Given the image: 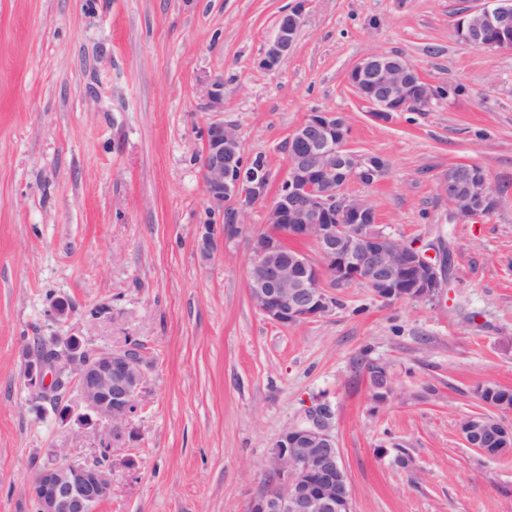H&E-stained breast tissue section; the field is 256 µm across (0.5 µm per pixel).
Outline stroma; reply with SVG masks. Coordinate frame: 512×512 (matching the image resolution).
<instances>
[{
    "instance_id": "35a3bbf8",
    "label": "stroma",
    "mask_w": 512,
    "mask_h": 512,
    "mask_svg": "<svg viewBox=\"0 0 512 512\" xmlns=\"http://www.w3.org/2000/svg\"><path fill=\"white\" fill-rule=\"evenodd\" d=\"M483 2L312 0L269 72L258 60L294 0H0V512H35L26 485L53 448L107 456L112 495L97 512H246L276 441L321 398L352 512H512V453L485 456L459 430L485 410L478 386L512 391V48L453 34ZM377 52L459 91L376 121L347 72ZM315 110L346 117L350 147L387 163L348 194L396 237L448 241L435 300L381 302L355 283L296 325L251 305L266 207L233 222L210 210L204 131L234 127L274 191L289 135ZM460 163L482 167L497 201L452 224L438 182ZM208 224L224 241L205 261L195 240ZM70 335L142 344L147 382L125 432L33 411L23 353ZM369 362L389 369L385 403Z\"/></svg>"
}]
</instances>
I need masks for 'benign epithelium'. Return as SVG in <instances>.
Returning <instances> with one entry per match:
<instances>
[{"mask_svg":"<svg viewBox=\"0 0 512 512\" xmlns=\"http://www.w3.org/2000/svg\"><path fill=\"white\" fill-rule=\"evenodd\" d=\"M310 2L296 0L280 15L275 36L258 61L260 68L278 69ZM454 33L476 47L511 48L512 0H489L482 8L461 12ZM347 78L370 116L379 121L391 119L395 112L428 108L439 94L438 86L403 55L372 54L356 63ZM206 95L210 111H224V78H211ZM348 134L347 122L335 113L311 112L287 140L288 175L271 196L269 172L248 169L238 133L222 121L206 127L200 166L211 210L222 213L226 203L242 211L266 205L269 228L251 241L247 288L252 305L278 324L303 323L329 313L336 299L324 287L326 281L339 288L360 282L384 302L432 299L444 287L437 255L407 247L380 228L368 200L346 194L353 180L385 176L374 156L348 146ZM439 189L448 202L451 223L485 215L495 205L486 173L471 164L448 169ZM217 240L208 228L197 237L203 259H210ZM290 240L312 242L318 260L311 261L299 250L286 254ZM24 376L36 399L54 404L76 388L85 413L75 416L68 408L63 420L113 431L129 421L147 380L146 360L136 343L94 347L79 336L55 340L47 350L24 357ZM333 420L331 403L320 400L301 423L282 433L267 479L247 512H351L350 481L332 433ZM498 423L501 430L492 440L478 415L462 421L460 432L483 454L490 441H512V425L501 418ZM111 474L108 464L56 451L33 474L26 493L36 512H96L112 494Z\"/></svg>","mask_w":512,"mask_h":512,"instance_id":"benign-epithelium-1","label":"benign epithelium"}]
</instances>
